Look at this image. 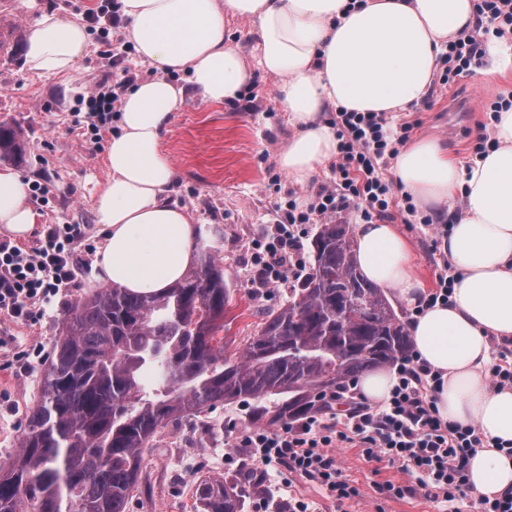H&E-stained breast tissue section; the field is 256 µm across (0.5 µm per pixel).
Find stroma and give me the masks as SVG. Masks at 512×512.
<instances>
[{
    "label": "stroma",
    "instance_id": "obj_1",
    "mask_svg": "<svg viewBox=\"0 0 512 512\" xmlns=\"http://www.w3.org/2000/svg\"><path fill=\"white\" fill-rule=\"evenodd\" d=\"M96 0H0V31L11 41H26L42 11L66 19L83 18ZM98 39L69 74L46 78L28 69L23 59L0 57V123L20 128L25 144L22 163L12 172L30 183L49 184L48 203L31 201L36 224H81L92 241L102 229L92 205L93 195L109 170L105 164L111 132L92 147L72 132L75 112L85 110L86 97L108 73ZM252 108L238 104H211L187 96L174 113L163 136L175 179L171 199L184 207L198 227V249L215 256L233 289L231 309L224 320L223 336L231 348H243L261 315L288 301L287 285L265 288L252 281L249 245L261 239L276 205L288 198L307 200L320 184L328 182L330 168L320 169L306 183L294 182L280 168L277 157L292 134L275 92V78L256 74ZM473 98L475 111L456 133H449L448 98ZM512 95V70L487 85L477 87L471 77L450 85L433 83L427 105L399 113L398 122L412 123V138H437L449 155L462 164L473 158V147L488 136L491 119L483 105ZM400 232L412 246V256L427 291L437 287L443 257L434 243L441 237L438 224H403ZM96 270H80L75 283L53 298L47 312L35 323H16L0 314V328L11 339L0 348V463L21 449L26 416L39 397L43 363L24 370L12 364L15 352L40 347L50 352L59 337L68 305L97 290ZM256 402L234 401L191 420L170 423L145 450L141 483L132 492L127 512H192L195 482L203 476L238 479L246 476L244 512H288V503L301 499L311 512H476L477 497L451 502L434 500L418 489L420 475L387 462L368 461L360 448L345 444L334 453L342 477L356 488L355 496L337 500L319 482L288 473H265L247 449L242 432L268 427L257 420ZM404 487L405 495L388 492V485Z\"/></svg>",
    "mask_w": 512,
    "mask_h": 512
}]
</instances>
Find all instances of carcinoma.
Returning a JSON list of instances; mask_svg holds the SVG:
<instances>
[{"label": "carcinoma", "mask_w": 512, "mask_h": 512, "mask_svg": "<svg viewBox=\"0 0 512 512\" xmlns=\"http://www.w3.org/2000/svg\"><path fill=\"white\" fill-rule=\"evenodd\" d=\"M20 131L0 124V161L24 158ZM346 224L319 225L310 272L288 289L243 351L216 341L232 291L210 254L168 288L114 285L67 310L43 372L22 448L0 468V512H126L144 451L178 417L236 399L279 398L261 412L291 418L366 369L412 347L385 292L359 272ZM241 484L198 479L194 512H243Z\"/></svg>", "instance_id": "carcinoma-1"}]
</instances>
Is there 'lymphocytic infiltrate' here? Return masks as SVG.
Segmentation results:
<instances>
[{
	"label": "lymphocytic infiltrate",
	"instance_id": "lymphocytic-infiltrate-1",
	"mask_svg": "<svg viewBox=\"0 0 512 512\" xmlns=\"http://www.w3.org/2000/svg\"><path fill=\"white\" fill-rule=\"evenodd\" d=\"M120 0H104L86 10L89 30L104 41L112 64L111 83L97 84L88 95L89 107L73 127L92 144L113 118L121 92L135 80L125 64L128 45L109 40L111 30L123 26ZM478 24L460 33L442 54V84L464 77L485 53L484 37L512 36V0H477ZM338 141L330 184L320 186L313 199H288L274 212L270 233L256 244L252 263L257 281L277 286L289 279L297 265L299 228L304 224L344 223L347 211H356L366 224L400 216L415 223L417 209L410 195H396L385 169L409 140L410 123L391 125L383 112L337 110L330 121ZM95 246L78 224H46L39 245L27 250L0 241V313L10 319L34 322L44 317L60 289L70 287L83 256ZM396 383L389 400L372 409L356 403L343 416L303 411L278 429L251 428L242 447L264 468L282 467L289 473L320 482L337 499L354 496L355 488L343 479L331 448L357 442L367 460L402 464L424 474L420 487L426 496L453 501L469 488L467 461L487 442L471 425L444 422L433 394L441 384L439 372L409 353L395 365Z\"/></svg>",
	"mask_w": 512,
	"mask_h": 512
}]
</instances>
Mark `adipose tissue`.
<instances>
[{"label":"adipose tissue","instance_id":"ef3b65f1","mask_svg":"<svg viewBox=\"0 0 512 512\" xmlns=\"http://www.w3.org/2000/svg\"><path fill=\"white\" fill-rule=\"evenodd\" d=\"M121 11L126 41L155 75L128 89L108 145L110 177L94 198L103 233L96 279L136 293L180 280L195 258L197 229L168 199L174 169L161 148L186 91L225 104L255 72L277 78L294 130L278 163L302 184L336 156L326 111H407L429 92L444 46L477 23L476 0H121ZM235 19L253 24L251 55L225 38ZM88 43L81 21L43 13L27 37L26 64L47 77L64 75ZM176 74L186 75L187 86L173 82ZM491 131L495 148L469 165L419 138L391 168L421 210L450 223L441 240L456 272L449 303H428L411 244L395 225H357L356 262L415 309L408 332L422 361L442 375L439 414L485 437L468 477L476 495L495 498L512 494V386L489 382L493 342L512 340V106L496 113ZM29 189L0 172V232L16 239L30 232Z\"/></svg>","mask_w":512,"mask_h":512}]
</instances>
